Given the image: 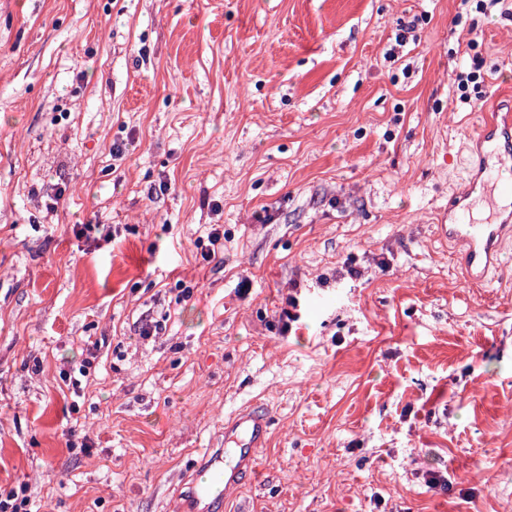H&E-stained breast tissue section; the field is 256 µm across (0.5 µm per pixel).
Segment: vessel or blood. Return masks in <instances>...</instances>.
<instances>
[{"mask_svg":"<svg viewBox=\"0 0 512 512\" xmlns=\"http://www.w3.org/2000/svg\"><path fill=\"white\" fill-rule=\"evenodd\" d=\"M512 138V114L502 120L484 122L470 140L482 148L475 162L468 167L469 180L462 194L448 202V221L437 231L445 239L464 243L458 262L471 283L484 282L489 271L498 267L501 242L512 235V209L493 210L484 224H468L464 218L470 212L474 192L491 188L512 196V165L494 167L488 148L499 139ZM270 420L255 409L238 412L224 423V445L206 449L186 476V491L177 493V512H224V505L233 492L244 484L257 468V452L267 440Z\"/></svg>","mask_w":512,"mask_h":512,"instance_id":"vessel-or-blood-1","label":"vessel or blood"}]
</instances>
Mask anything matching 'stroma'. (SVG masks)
Returning a JSON list of instances; mask_svg holds the SVG:
<instances>
[{"label":"stroma","mask_w":512,"mask_h":512,"mask_svg":"<svg viewBox=\"0 0 512 512\" xmlns=\"http://www.w3.org/2000/svg\"><path fill=\"white\" fill-rule=\"evenodd\" d=\"M510 111L474 0H0V488L174 512L251 406L224 512H512V244L436 231ZM269 417L258 410L238 412L224 421V446L207 448L186 476L187 490H178L177 512H223L224 503L257 469V452L267 440ZM231 455L224 459L226 453Z\"/></svg>","instance_id":"1"}]
</instances>
